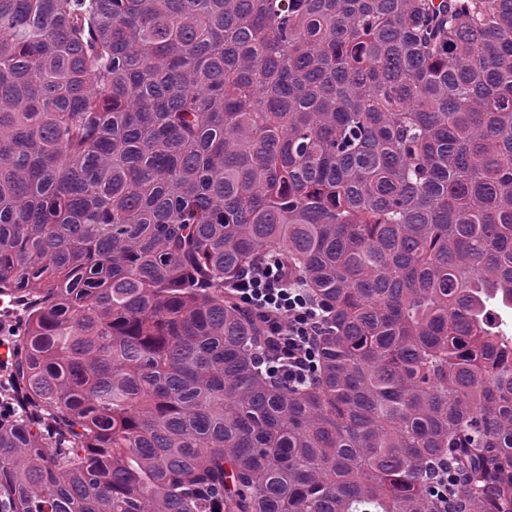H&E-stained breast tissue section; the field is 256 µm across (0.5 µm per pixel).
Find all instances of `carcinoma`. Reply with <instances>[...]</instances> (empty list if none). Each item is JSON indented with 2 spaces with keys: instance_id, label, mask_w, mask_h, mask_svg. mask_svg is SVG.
Returning a JSON list of instances; mask_svg holds the SVG:
<instances>
[{
  "instance_id": "carcinoma-1",
  "label": "carcinoma",
  "mask_w": 512,
  "mask_h": 512,
  "mask_svg": "<svg viewBox=\"0 0 512 512\" xmlns=\"http://www.w3.org/2000/svg\"><path fill=\"white\" fill-rule=\"evenodd\" d=\"M0 299V512H512V0H0ZM233 290L240 304L264 318L288 378L297 383L311 380L323 310L311 304L301 288H292L288 274L276 264L245 269Z\"/></svg>"
}]
</instances>
